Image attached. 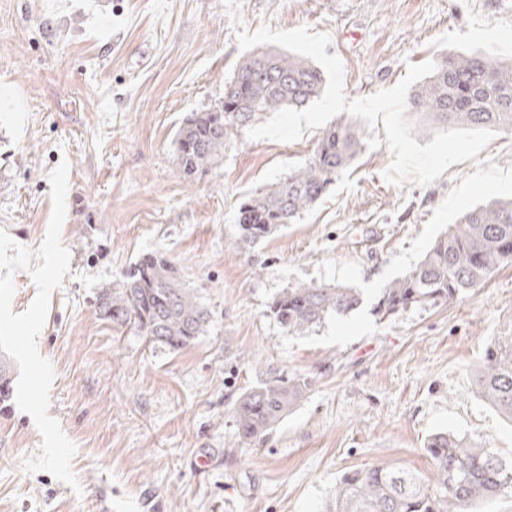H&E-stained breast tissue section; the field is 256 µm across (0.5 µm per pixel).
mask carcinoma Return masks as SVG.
<instances>
[{
  "label": "carcinoma",
  "instance_id": "carcinoma-1",
  "mask_svg": "<svg viewBox=\"0 0 512 512\" xmlns=\"http://www.w3.org/2000/svg\"><path fill=\"white\" fill-rule=\"evenodd\" d=\"M436 69L409 96L423 116V130L502 129L512 134V60L482 52L441 57ZM324 71L309 59L277 49L244 57L224 82V105L195 112L180 126L177 164L188 179L217 165L224 145L260 118L284 107L301 108L317 100ZM362 150L349 123L325 129L312 155L288 177L241 203L236 239L258 243L313 208ZM512 263V198L492 200L448 226L407 274L382 291L373 311L382 318L410 308L455 301L482 288L499 268ZM362 304L356 288L303 283L284 288L269 311L290 336L303 335L329 314L346 315ZM98 315L133 327L154 347L178 351L195 342L210 322L197 294L185 286L174 265L161 254H147L115 285L97 293ZM314 383L291 374L246 390L231 413L241 442L268 437ZM474 393L512 421V335L487 345L472 371ZM434 463L432 485L410 470L374 464L345 472L336 483L327 512H472L480 504L512 493V458L481 441L449 432L427 440Z\"/></svg>",
  "mask_w": 512,
  "mask_h": 512
}]
</instances>
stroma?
I'll return each mask as SVG.
<instances>
[{"label":"stroma","instance_id":"1","mask_svg":"<svg viewBox=\"0 0 512 512\" xmlns=\"http://www.w3.org/2000/svg\"><path fill=\"white\" fill-rule=\"evenodd\" d=\"M243 28L326 34L347 98L390 87L408 65L481 50L512 57V0H243ZM221 0H0V229L28 251L68 161L60 240L70 272L50 296L39 353L48 413L76 446L77 487L25 473L39 432L0 403V512H326L343 473L386 463L433 477L429 435L448 431L512 457V422L477 397L470 370L512 326V265L452 303L378 320L346 346L283 354L261 288L285 266L358 263L372 282L410 248L475 162L512 169V134L424 187L384 182L387 146L362 149L295 223L240 247L242 197L288 176L319 131L282 143L236 136L216 167L182 176L175 135L218 108L241 58ZM178 268L210 314L176 352L99 319V288L147 254ZM311 376L270 437L240 442L231 409L248 388Z\"/></svg>","mask_w":512,"mask_h":512}]
</instances>
